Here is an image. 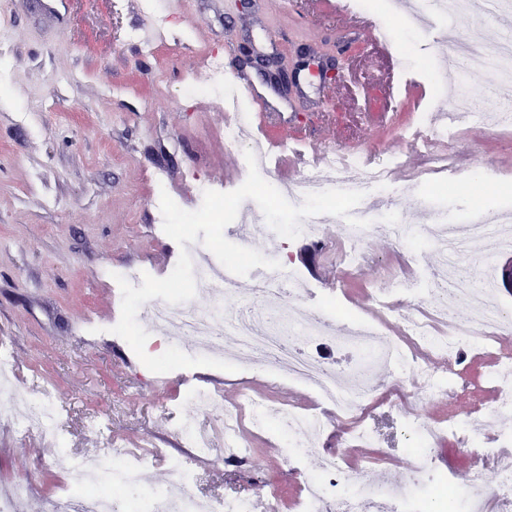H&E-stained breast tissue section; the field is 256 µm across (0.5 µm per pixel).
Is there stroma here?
Masks as SVG:
<instances>
[{
  "label": "stroma",
  "mask_w": 512,
  "mask_h": 512,
  "mask_svg": "<svg viewBox=\"0 0 512 512\" xmlns=\"http://www.w3.org/2000/svg\"><path fill=\"white\" fill-rule=\"evenodd\" d=\"M41 2L32 8L26 0H0V337L12 343L15 387L54 389L69 450L88 460L103 458L106 449L90 425L109 424L124 448L145 456L147 488L173 481L166 456L183 450L173 433L177 418L193 420L218 448L224 427L185 406L162 414L160 405L180 395L190 372L147 371L123 338L90 336L85 328L121 314L110 270L142 266L164 278L178 262L180 245L154 223V173L164 174L168 192L187 211L195 208V182L230 192L248 176L242 155L218 134L224 113L184 91L188 79L206 81V54L223 56L228 80L243 75L255 88L243 109L257 134L278 142L279 155H287L294 135L359 151L368 160L383 152L400 155L393 201L406 223L426 224L432 210L467 222L478 212L512 205V130L460 132L448 147L457 167L453 191L437 180L417 181L425 160L411 154L403 136L417 107L440 96L429 70L454 82L449 41L475 36L490 44L501 35L499 19L484 14L480 0H469L465 13L447 19L432 11L412 18L396 7L384 11L381 0H365L361 14L401 34L390 55L368 31L332 14L325 0H252L247 10L235 0H124L117 10L112 0ZM302 44L334 55L344 80L321 83L319 60L311 56L291 92L281 94L241 61L246 49L288 56ZM403 74L414 79L419 94L392 100L388 89ZM224 236L270 259L289 256L314 290L307 307L335 314L371 316V289L407 264L405 252L384 235L371 240L358 271L345 272L337 260L343 237L336 223L325 224L317 239H275L266 230L241 236L229 227ZM504 356L512 357V328L463 359L462 382L452 395L411 402L385 383V369H377L384 381L371 409L377 443L358 445L357 457L348 458L353 423L335 420L321 442L304 451L298 470L286 464L280 436L253 428L244 398L310 411L318 406L312 391L245 360L238 371L219 375L195 368L203 386L218 391L225 409L239 415L250 455L239 467L221 460L198 464L193 490L215 499L274 498L280 512H294L306 478L328 453L345 456L356 484L403 481L411 448L401 432L406 403L433 426L489 409L496 395L490 367ZM57 455L50 439L17 433L0 421V487L17 479L32 485L13 512H45L62 486L77 484ZM500 461L463 446L454 434L437 444L441 471L479 473L488 490Z\"/></svg>",
  "instance_id": "obj_1"
}]
</instances>
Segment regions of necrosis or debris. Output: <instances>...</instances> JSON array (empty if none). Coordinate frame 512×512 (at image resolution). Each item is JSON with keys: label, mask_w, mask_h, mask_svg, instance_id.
<instances>
[{"label": "necrosis or debris", "mask_w": 512, "mask_h": 512, "mask_svg": "<svg viewBox=\"0 0 512 512\" xmlns=\"http://www.w3.org/2000/svg\"><path fill=\"white\" fill-rule=\"evenodd\" d=\"M211 83L206 90L214 106L231 117L221 129L224 144L230 149L252 151L258 169L267 168L272 157L263 140L250 126L247 113L241 112V99L235 87L224 82V60L220 55H210L206 60ZM448 109L454 112L452 126H428L419 133L422 144L444 142L454 138L462 128L480 131L483 112L476 109L471 99L463 93L448 99ZM398 160L386 155L368 162L356 153L326 151L320 164L308 168L305 174L287 188L288 201L301 205L306 194L327 189L356 190L364 192L370 205L353 208L349 221L341 225L344 238L340 262L345 271L355 270L367 256L368 242L379 235L392 237L403 247L418 240L443 244L453 229L439 213L431 214L424 225L404 224L399 211L392 210L390 219L383 224L372 223V213L390 208L393 193L391 174ZM512 223V206L502 211H490L479 221L468 224L464 239L454 242L453 252L435 274H398L373 292V300L383 313L381 320L369 323L360 314L346 313L341 320L340 333H333L322 314L307 310L302 316L283 319L276 311L235 309L231 319V332L237 351L251 363L278 371L289 380L311 390L320 404L339 416H349L367 407V401L376 389L366 374L380 364L386 369L394 385L421 383L426 396L452 391L458 374L454 371H437L435 359L459 357L472 349L484 347L499 331L512 323V315L489 303L491 282L463 280L458 272L461 257L467 251V242L473 238H491L499 232L500 225ZM199 291L212 293L208 310H197L185 303L174 306L156 298L144 303L138 313V322H164L172 336H196L204 353L223 350L224 336L228 334L217 327L214 317L224 310L226 299L241 297V285L234 277H214L207 270L196 274ZM431 304L437 319L447 320L450 311L459 305L477 307L470 324L453 327L449 333H438L431 322L414 314L401 311L403 302ZM395 322L400 335L387 337L384 323ZM323 339L335 337L338 345L355 350V366L340 367L335 361L314 355L297 342V335ZM497 389L495 405L485 413H474L466 419L449 418L448 430L461 432L470 447L481 448L486 437H493L497 447L512 446V430L489 433L487 423L512 416V360L499 361L493 374ZM28 410L25 428L52 437L59 446V456L66 469L76 473L79 483L63 488L47 504V512H252L247 499L213 500L193 494L196 479L194 462L208 457L209 442L197 432L191 422L183 421L176 431L188 447L187 453L171 454L167 462L175 483L168 488L145 491L141 485L143 457L126 449L112 451V464L118 473L121 495H112L103 489L97 479V463L71 456L65 449V437L58 425L56 398L49 391L25 396ZM251 408L253 424L262 432L276 431L286 437L291 448H310L314 441L305 434L315 427L312 413L284 411L268 400L246 397ZM405 427L410 435L414 452L403 483L390 487L384 484L348 493L343 484V469L335 454L324 456L319 473L310 476L298 502L299 512H429L428 500L456 502L461 512H512V467L497 471V480L491 495L475 498L474 487L480 483L478 475L467 478L469 494L459 492L455 474H441L436 470L435 444L440 432L412 417Z\"/></svg>", "instance_id": "necrosis-or-debris-1"}]
</instances>
